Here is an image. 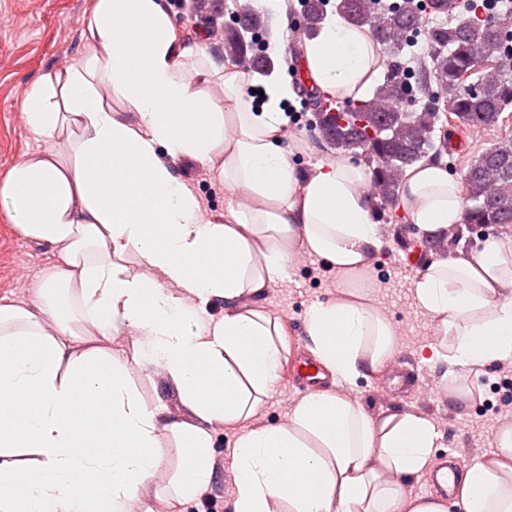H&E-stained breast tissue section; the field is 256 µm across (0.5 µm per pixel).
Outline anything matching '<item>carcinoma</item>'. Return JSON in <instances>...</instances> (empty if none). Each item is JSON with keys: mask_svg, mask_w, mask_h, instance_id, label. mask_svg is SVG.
Segmentation results:
<instances>
[{"mask_svg": "<svg viewBox=\"0 0 512 512\" xmlns=\"http://www.w3.org/2000/svg\"><path fill=\"white\" fill-rule=\"evenodd\" d=\"M327 0H302L304 37L312 39L326 18ZM468 16L450 19L426 30L430 61L412 65L402 60L405 47L420 25L415 0H396L384 10L376 0H336V13L348 24L369 27L391 55L390 71L372 96L328 114L317 98L310 99L315 129L322 143L338 154L360 153L372 170V191L379 209L398 205L399 182L405 171L438 154L433 134L440 120L431 105L409 111L418 96L438 89L453 125L495 128L512 109V6L493 14L484 0H468ZM241 17L256 33L268 29L260 12L245 4ZM224 53L235 62L270 74L275 63L254 59L253 41L230 29ZM465 207L462 227L448 232L454 245L467 227L512 224V137L498 140L467 163L464 175Z\"/></svg>", "mask_w": 512, "mask_h": 512, "instance_id": "cac0c4a2", "label": "carcinoma"}]
</instances>
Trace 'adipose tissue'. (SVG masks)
Segmentation results:
<instances>
[{
    "mask_svg": "<svg viewBox=\"0 0 512 512\" xmlns=\"http://www.w3.org/2000/svg\"><path fill=\"white\" fill-rule=\"evenodd\" d=\"M81 39L82 62L23 100L43 148L0 177L11 223L56 256L31 303L0 299V512H156L140 490L163 472L169 441L181 467L162 500L174 512L211 483L218 424L239 429L232 512H512V423L459 474L452 500L413 496L406 484L432 471L440 433L423 415L372 413L342 392L381 373L397 333L374 298L371 173L339 156L300 176L279 143L292 84L270 81L253 107L247 73L181 36L167 0H91ZM303 62L315 88L350 99L381 69L370 29L341 19L305 42ZM182 159L235 188L223 217L205 218ZM399 203L435 242L461 223L464 189L430 162L406 171ZM301 251L340 281L305 320L304 349L332 385L252 428L285 347L260 299ZM132 254L140 272L126 266ZM413 296L436 322L428 349L450 396L470 402L478 378L512 358V238L431 260ZM219 301L223 318L205 319ZM123 331L137 341L122 362L110 342ZM146 366L183 414L142 401L130 372Z\"/></svg>",
    "mask_w": 512,
    "mask_h": 512,
    "instance_id": "obj_1",
    "label": "adipose tissue"
}]
</instances>
